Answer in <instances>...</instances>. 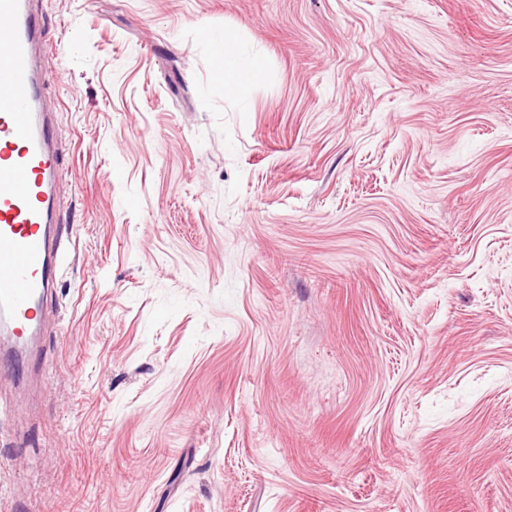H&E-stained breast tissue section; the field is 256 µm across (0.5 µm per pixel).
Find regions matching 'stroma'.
<instances>
[{
	"mask_svg": "<svg viewBox=\"0 0 512 512\" xmlns=\"http://www.w3.org/2000/svg\"><path fill=\"white\" fill-rule=\"evenodd\" d=\"M43 3L70 257L0 512H512V0ZM224 58V88L230 95L243 99L260 74L255 61L247 62L238 48V40L231 30L224 31V39L217 43Z\"/></svg>",
	"mask_w": 512,
	"mask_h": 512,
	"instance_id": "1",
	"label": "stroma"
}]
</instances>
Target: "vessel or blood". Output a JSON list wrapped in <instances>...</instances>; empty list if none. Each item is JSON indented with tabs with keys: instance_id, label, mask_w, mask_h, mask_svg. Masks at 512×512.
<instances>
[{
	"instance_id": "b4317fda",
	"label": "vessel or blood",
	"mask_w": 512,
	"mask_h": 512,
	"mask_svg": "<svg viewBox=\"0 0 512 512\" xmlns=\"http://www.w3.org/2000/svg\"><path fill=\"white\" fill-rule=\"evenodd\" d=\"M34 0H0V331L33 335L67 260L59 232L60 160L40 61L52 53Z\"/></svg>"
}]
</instances>
